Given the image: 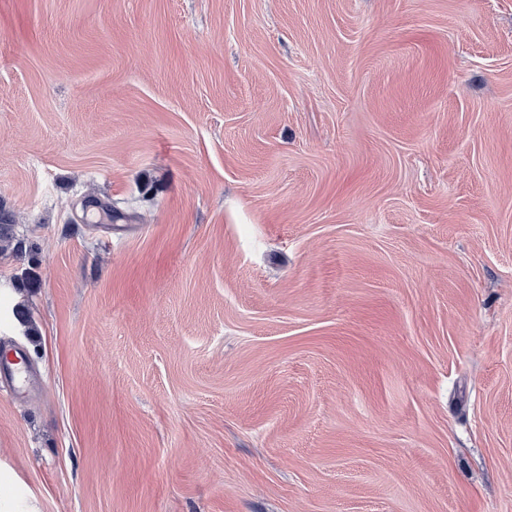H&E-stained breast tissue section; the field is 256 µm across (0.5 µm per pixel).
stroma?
<instances>
[{
	"label": "stroma",
	"instance_id": "obj_1",
	"mask_svg": "<svg viewBox=\"0 0 512 512\" xmlns=\"http://www.w3.org/2000/svg\"><path fill=\"white\" fill-rule=\"evenodd\" d=\"M0 501L512 512V0H0Z\"/></svg>",
	"mask_w": 512,
	"mask_h": 512
}]
</instances>
